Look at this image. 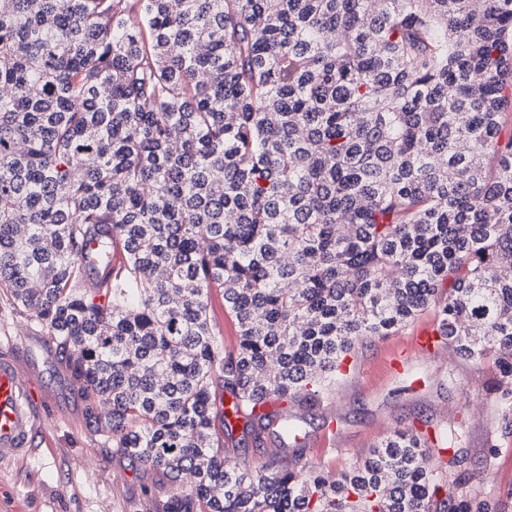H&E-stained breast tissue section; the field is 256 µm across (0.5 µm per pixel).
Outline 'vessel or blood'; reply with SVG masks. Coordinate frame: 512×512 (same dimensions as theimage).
<instances>
[{
    "label": "vessel or blood",
    "instance_id": "obj_1",
    "mask_svg": "<svg viewBox=\"0 0 512 512\" xmlns=\"http://www.w3.org/2000/svg\"><path fill=\"white\" fill-rule=\"evenodd\" d=\"M36 383V371L22 348L0 351V460L25 458L44 435L52 412Z\"/></svg>",
    "mask_w": 512,
    "mask_h": 512
}]
</instances>
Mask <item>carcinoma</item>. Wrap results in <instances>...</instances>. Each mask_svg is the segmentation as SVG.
<instances>
[{"label":"carcinoma","mask_w":512,"mask_h":512,"mask_svg":"<svg viewBox=\"0 0 512 512\" xmlns=\"http://www.w3.org/2000/svg\"><path fill=\"white\" fill-rule=\"evenodd\" d=\"M512 0H0V288L166 512H495L460 433L297 447L358 341L431 309L512 435ZM122 253L110 288H88ZM236 330L224 348L214 292ZM233 429L232 444L229 441L228 448L236 457L237 461L244 468H259L269 461L273 446L268 442V450L264 451L262 447L258 448L253 444L249 435L243 433V423L237 422Z\"/></svg>","instance_id":"obj_1"}]
</instances>
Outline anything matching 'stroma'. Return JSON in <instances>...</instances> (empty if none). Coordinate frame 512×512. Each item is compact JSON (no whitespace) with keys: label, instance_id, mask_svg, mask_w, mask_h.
<instances>
[{"label":"stroma","instance_id":"35a3bbf8","mask_svg":"<svg viewBox=\"0 0 512 512\" xmlns=\"http://www.w3.org/2000/svg\"><path fill=\"white\" fill-rule=\"evenodd\" d=\"M433 311L415 325L430 324ZM415 325L359 345L350 368L319 407L303 409L305 455L325 470L358 462L395 429L430 421L463 431L467 467L475 487L498 512H512V436H505L500 411L486 391L488 364L452 354L445 347L415 357L405 372L385 362L407 343ZM20 345L39 372L38 388L51 401L57 423L51 442L20 461H0V512H162L179 488L167 477L131 467L113 454L105 436L90 431L84 403L49 333L0 288V349ZM497 448L489 456V448ZM97 478L86 481L87 468Z\"/></svg>","mask_w":512,"mask_h":512}]
</instances>
